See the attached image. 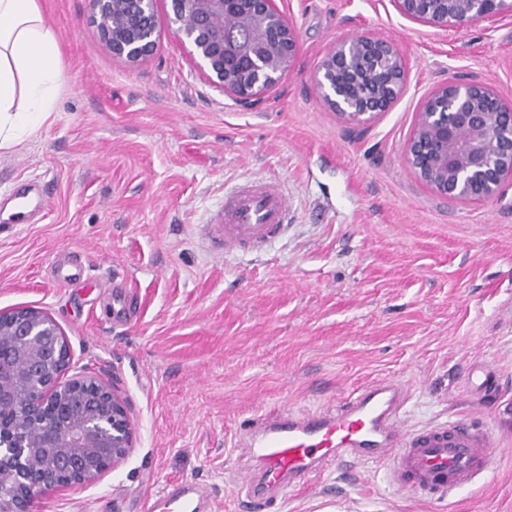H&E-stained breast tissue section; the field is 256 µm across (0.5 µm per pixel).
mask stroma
Here are the masks:
<instances>
[{"instance_id":"obj_1","label":"stroma","mask_w":512,"mask_h":512,"mask_svg":"<svg viewBox=\"0 0 512 512\" xmlns=\"http://www.w3.org/2000/svg\"><path fill=\"white\" fill-rule=\"evenodd\" d=\"M59 36L51 122L0 150V311L36 307L60 325L72 370L114 384L135 449L96 481L39 497L34 512H143L189 481L211 512H253L242 442L283 408L329 407L396 378L418 429L466 418L501 437L495 471L448 501L396 490L390 462L312 475L265 512H512V186L484 201L436 193L405 147L424 98L454 77L512 107V17L459 28L401 16L392 0H280L294 65L255 106L224 94L156 0L152 55L132 64L94 32L86 0H41ZM368 34L407 61L400 97L364 126L314 83L336 42ZM260 179L290 222L257 253L216 254L224 193ZM45 208L8 220L14 192ZM478 363L498 389L482 396Z\"/></svg>"}]
</instances>
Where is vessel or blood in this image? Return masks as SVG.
Wrapping results in <instances>:
<instances>
[{
  "label": "vessel or blood",
  "instance_id": "b4317fda",
  "mask_svg": "<svg viewBox=\"0 0 512 512\" xmlns=\"http://www.w3.org/2000/svg\"><path fill=\"white\" fill-rule=\"evenodd\" d=\"M286 197L266 182L239 185L224 197L214 238L225 248L258 250L279 237L288 223ZM406 391L396 380L360 386L325 410L257 420L246 442L261 469L259 490L250 478L253 504L264 492L279 493L344 460L391 462L390 479L399 490L431 502L468 487L491 472L502 452L500 438L476 420L459 419L421 430L403 426ZM205 501L190 482L170 486L153 499L151 512H200Z\"/></svg>",
  "mask_w": 512,
  "mask_h": 512
}]
</instances>
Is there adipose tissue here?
Listing matches in <instances>:
<instances>
[{"mask_svg":"<svg viewBox=\"0 0 512 512\" xmlns=\"http://www.w3.org/2000/svg\"><path fill=\"white\" fill-rule=\"evenodd\" d=\"M61 80L58 38L38 0H0V150L50 119Z\"/></svg>","mask_w":512,"mask_h":512,"instance_id":"1","label":"adipose tissue"}]
</instances>
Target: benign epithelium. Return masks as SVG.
<instances>
[{"label": "benign epithelium", "mask_w": 512, "mask_h": 512, "mask_svg": "<svg viewBox=\"0 0 512 512\" xmlns=\"http://www.w3.org/2000/svg\"><path fill=\"white\" fill-rule=\"evenodd\" d=\"M156 0H88L90 23L113 55L137 63L156 45ZM170 23L212 82L243 105L277 85L298 52L276 0H170ZM405 18L457 28L512 16V0H393ZM407 63L391 42L356 34L321 61L315 83L350 124L402 94ZM405 159L437 193L482 201L512 185V107L482 82L438 84L423 101ZM67 340L45 311L0 312V512H32L38 496L95 481L135 448L117 390L92 376L64 379Z\"/></svg>", "instance_id": "obj_1"}]
</instances>
